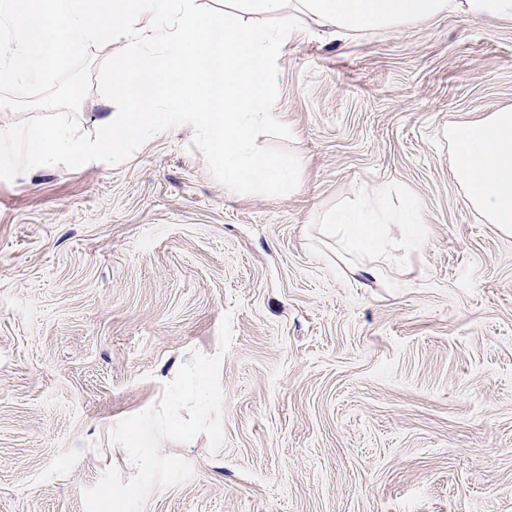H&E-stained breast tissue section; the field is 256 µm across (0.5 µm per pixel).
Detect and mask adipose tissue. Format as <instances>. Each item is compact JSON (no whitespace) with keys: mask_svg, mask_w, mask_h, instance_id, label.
Instances as JSON below:
<instances>
[{"mask_svg":"<svg viewBox=\"0 0 512 512\" xmlns=\"http://www.w3.org/2000/svg\"><path fill=\"white\" fill-rule=\"evenodd\" d=\"M321 33L342 38L361 30H390L448 13L467 20L512 21V0H294ZM454 172L466 204L485 223L512 235V106L472 121L449 124ZM385 188L359 203L330 210L323 217L346 252L389 253L394 239L410 245L424 228L415 201L385 209Z\"/></svg>","mask_w":512,"mask_h":512,"instance_id":"obj_1","label":"adipose tissue"}]
</instances>
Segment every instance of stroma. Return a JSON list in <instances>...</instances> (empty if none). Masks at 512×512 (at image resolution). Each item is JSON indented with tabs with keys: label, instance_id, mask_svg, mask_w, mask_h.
Listing matches in <instances>:
<instances>
[{
	"label": "stroma",
	"instance_id": "obj_1",
	"mask_svg": "<svg viewBox=\"0 0 512 512\" xmlns=\"http://www.w3.org/2000/svg\"><path fill=\"white\" fill-rule=\"evenodd\" d=\"M290 194L231 193L194 132L0 180V512H85L109 439L223 354L224 447L143 512H512V235L465 203L450 123L512 105V24L440 14L278 57ZM380 184L424 236L368 279L320 224ZM233 339L222 350L220 323Z\"/></svg>",
	"mask_w": 512,
	"mask_h": 512
}]
</instances>
